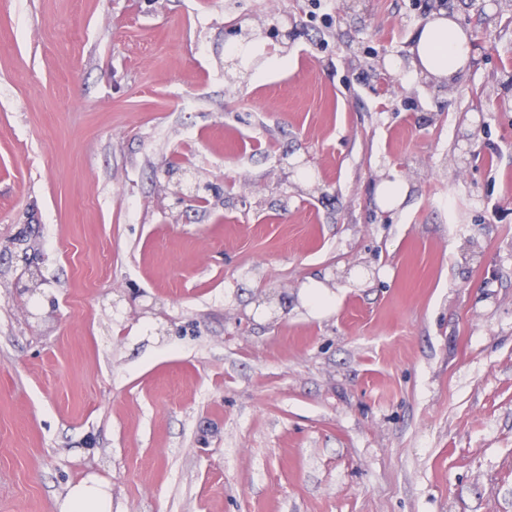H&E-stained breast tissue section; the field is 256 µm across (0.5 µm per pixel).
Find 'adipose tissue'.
I'll list each match as a JSON object with an SVG mask.
<instances>
[{"label":"adipose tissue","instance_id":"1","mask_svg":"<svg viewBox=\"0 0 512 512\" xmlns=\"http://www.w3.org/2000/svg\"><path fill=\"white\" fill-rule=\"evenodd\" d=\"M472 50L458 23L442 15L418 28L410 49L412 67L415 74L450 82L468 67ZM61 512H112V497L101 482L82 479L70 487Z\"/></svg>","mask_w":512,"mask_h":512}]
</instances>
